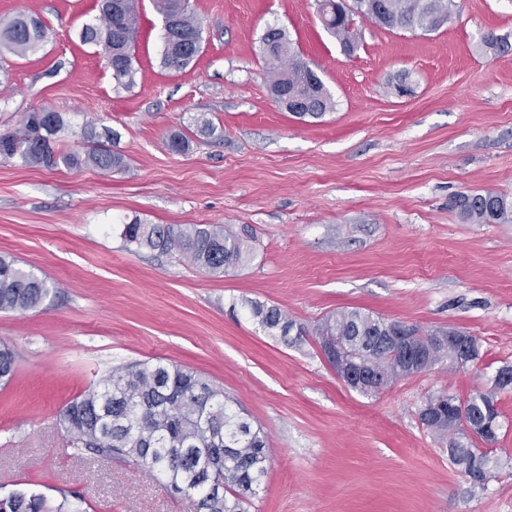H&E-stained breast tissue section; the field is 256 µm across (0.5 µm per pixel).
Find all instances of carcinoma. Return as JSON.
Listing matches in <instances>:
<instances>
[{
    "instance_id": "cac0c4a2",
    "label": "carcinoma",
    "mask_w": 512,
    "mask_h": 512,
    "mask_svg": "<svg viewBox=\"0 0 512 512\" xmlns=\"http://www.w3.org/2000/svg\"><path fill=\"white\" fill-rule=\"evenodd\" d=\"M162 16V64L171 69L191 65L202 52V27L189 0H154ZM140 0H102L100 15L83 26L85 44L104 47L112 55L115 89L135 84L133 66ZM324 29L343 46L354 47L352 16L387 28L434 32L451 21L455 0H352V8L336 11L335 0H316ZM46 28L34 15L20 13L0 23V48L16 56L38 52ZM260 51L268 66L269 88L275 98L298 118L320 119L333 109V98L323 81L295 52L285 29L266 27ZM67 120L61 112H28L20 128L0 135V156L18 158L26 165L54 168L91 166L108 171L127 166L112 151L116 133L82 125L83 153L60 143ZM448 207L465 224H512V196L494 191L460 194ZM124 240L138 249L176 251L193 265L221 275L244 265L250 250L242 236L214 224H126ZM53 285L23 268L13 257L0 254V312L26 313L38 308ZM252 316L268 335L284 339L294 326L279 307L254 302ZM391 322L359 309L340 310L317 328L322 351L338 350L331 365L359 363L376 370L393 367L401 353L387 336ZM15 353L0 345V381L14 373ZM500 382L477 391L466 400L440 392L429 396L419 411L426 429L448 435V400L466 404L465 419L477 429L499 427L497 394ZM230 398L196 372L162 362H133L115 368L103 383L69 402L60 423L73 446L105 457L130 460L157 469L178 492L203 491L214 484L221 495L200 496L203 512H248L267 471L269 448L261 429L229 405ZM448 460L465 473L484 470L491 477L496 465L489 453L457 439L448 441ZM0 512H86L84 498L60 489L58 495L13 491L0 496Z\"/></svg>"
}]
</instances>
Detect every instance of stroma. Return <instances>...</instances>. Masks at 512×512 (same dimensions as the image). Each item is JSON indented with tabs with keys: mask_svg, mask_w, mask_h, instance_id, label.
<instances>
[{
	"mask_svg": "<svg viewBox=\"0 0 512 512\" xmlns=\"http://www.w3.org/2000/svg\"><path fill=\"white\" fill-rule=\"evenodd\" d=\"M203 51L161 63L162 18L140 0L136 84L112 75L79 32L100 0H0V21L38 17L35 54L0 53V134L25 113H64L66 149L81 126L118 132L127 166H26L0 157V253L54 282L35 310L0 313V343L16 353L0 385V493L79 492L87 512H197L155 471L74 449L59 413L113 367L161 361L223 389L272 450L249 512H512V392L500 394L490 443L499 466L476 487L448 460L447 440L418 412L442 391L490 387L512 365V224H465L451 197L512 195V0H456L435 32L355 19L344 53L315 0H189ZM285 28L335 102L303 121L277 104L260 54L267 26ZM412 91L387 87L398 71ZM217 132L198 134L201 120ZM191 135L169 149L172 132ZM249 227L253 258L215 276L177 252L126 246L125 224ZM285 310L305 335L287 344L250 303ZM360 309L422 332L476 336L481 357L398 379L379 393L349 387L315 329Z\"/></svg>",
	"mask_w": 512,
	"mask_h": 512,
	"instance_id": "obj_1",
	"label": "stroma"
}]
</instances>
